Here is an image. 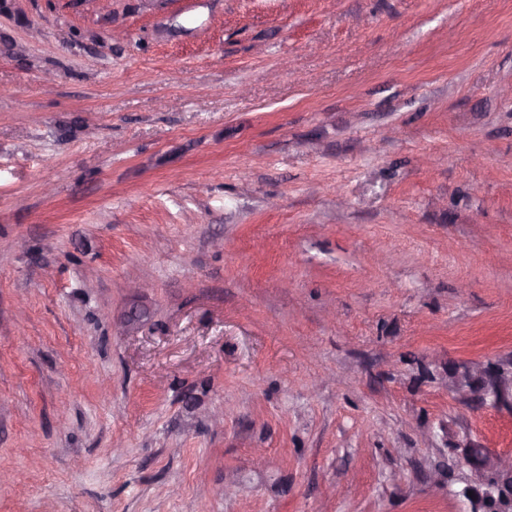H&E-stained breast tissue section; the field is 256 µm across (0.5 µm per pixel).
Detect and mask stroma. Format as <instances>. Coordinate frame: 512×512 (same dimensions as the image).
I'll use <instances>...</instances> for the list:
<instances>
[{
	"label": "stroma",
	"instance_id": "stroma-1",
	"mask_svg": "<svg viewBox=\"0 0 512 512\" xmlns=\"http://www.w3.org/2000/svg\"><path fill=\"white\" fill-rule=\"evenodd\" d=\"M509 357L512 0H0V512H470ZM489 364V369L488 363L452 366L453 372L448 374V389L467 401L479 395L486 402L512 413V361ZM480 377V381L473 387L475 380Z\"/></svg>",
	"mask_w": 512,
	"mask_h": 512
}]
</instances>
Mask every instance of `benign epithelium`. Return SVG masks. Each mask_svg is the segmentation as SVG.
I'll return each mask as SVG.
<instances>
[{
  "instance_id": "1",
  "label": "benign epithelium",
  "mask_w": 512,
  "mask_h": 512,
  "mask_svg": "<svg viewBox=\"0 0 512 512\" xmlns=\"http://www.w3.org/2000/svg\"><path fill=\"white\" fill-rule=\"evenodd\" d=\"M448 390L463 400L476 395L512 412V361L486 366L462 363L451 367ZM472 477L461 494L471 512H512V456H504L474 442L461 446Z\"/></svg>"
}]
</instances>
